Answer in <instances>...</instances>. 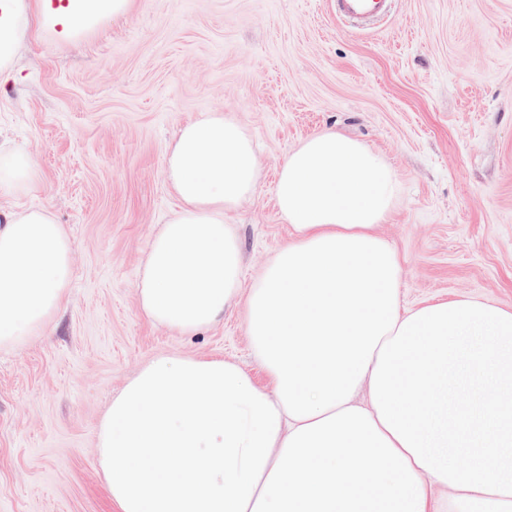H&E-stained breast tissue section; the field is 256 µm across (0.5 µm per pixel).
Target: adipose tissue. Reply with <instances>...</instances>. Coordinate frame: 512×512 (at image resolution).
Instances as JSON below:
<instances>
[{"mask_svg":"<svg viewBox=\"0 0 512 512\" xmlns=\"http://www.w3.org/2000/svg\"><path fill=\"white\" fill-rule=\"evenodd\" d=\"M131 3L0 0V90L31 30L75 39ZM259 167L249 133L223 113L181 127L167 154L179 205L142 265L149 319L193 333L237 300L240 246L224 213ZM39 176L30 154H0V195ZM275 197L292 238L245 315L271 385L223 359L145 365L99 433L117 512H512V311L468 297L403 306L397 252L376 232L395 176L358 141L308 137ZM72 273L69 235L48 209L0 210V349L45 332ZM431 484L454 499L432 503Z\"/></svg>","mask_w":512,"mask_h":512,"instance_id":"1","label":"adipose tissue"}]
</instances>
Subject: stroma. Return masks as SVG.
<instances>
[{
  "label": "stroma",
  "instance_id": "35a3bbf8",
  "mask_svg": "<svg viewBox=\"0 0 512 512\" xmlns=\"http://www.w3.org/2000/svg\"><path fill=\"white\" fill-rule=\"evenodd\" d=\"M331 0H134L76 41L32 34L0 91V152L38 163L29 194L71 238L70 295L43 335L0 350V512H114L97 434L124 385L159 356L237 362L260 386L243 303L193 335L151 321L141 265L176 208L178 128L221 112L251 134L256 188L224 215L248 295L289 226L285 156L335 129L379 153L396 198L380 236L406 307L480 299L512 311V0H400L369 31Z\"/></svg>",
  "mask_w": 512,
  "mask_h": 512
}]
</instances>
